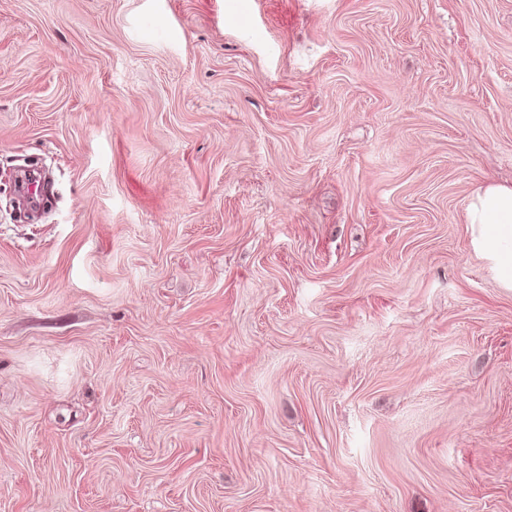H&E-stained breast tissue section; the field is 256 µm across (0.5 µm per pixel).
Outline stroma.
<instances>
[{"mask_svg":"<svg viewBox=\"0 0 512 512\" xmlns=\"http://www.w3.org/2000/svg\"><path fill=\"white\" fill-rule=\"evenodd\" d=\"M239 7L0 0V512H512V0ZM467 220L474 246L493 264L500 283L512 288V186L493 184L479 191Z\"/></svg>","mask_w":512,"mask_h":512,"instance_id":"stroma-1","label":"stroma"}]
</instances>
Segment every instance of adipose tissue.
<instances>
[{
    "instance_id": "ef3b65f1",
    "label": "adipose tissue",
    "mask_w": 512,
    "mask_h": 512,
    "mask_svg": "<svg viewBox=\"0 0 512 512\" xmlns=\"http://www.w3.org/2000/svg\"><path fill=\"white\" fill-rule=\"evenodd\" d=\"M472 242L489 260L500 283L512 288V186L489 185L468 208Z\"/></svg>"
}]
</instances>
